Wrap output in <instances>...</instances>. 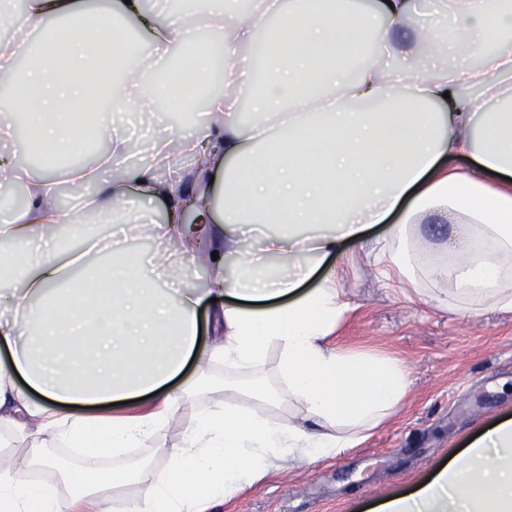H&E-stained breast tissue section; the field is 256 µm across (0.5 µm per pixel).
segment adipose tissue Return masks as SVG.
Masks as SVG:
<instances>
[{"label": "adipose tissue", "mask_w": 512, "mask_h": 512, "mask_svg": "<svg viewBox=\"0 0 512 512\" xmlns=\"http://www.w3.org/2000/svg\"><path fill=\"white\" fill-rule=\"evenodd\" d=\"M437 14L415 21L412 0H381L375 13L352 0H24L19 10L0 0L12 40L0 84L13 96L0 110L1 144L64 158L85 148L77 128L109 107L154 116L180 97L206 115L151 133L154 155L199 159L171 177L129 168L127 139L112 135L69 169L94 186L75 213L58 206V173L0 164V185L26 190L23 206L0 199V242L15 244L0 251L11 282L0 293V512L64 509L56 487L10 462L11 440L26 431L81 449L82 477L65 480L77 500L110 512L112 489L131 475L100 462L164 429L169 384L197 349L198 310L211 298V358L236 373L277 347L279 385L255 407L210 410L130 512H204L283 464L334 458L367 438L405 396L407 374L327 346L350 305L326 264L392 214L399 222L370 251L383 283L465 316L488 301L512 309V49L493 46L512 34V0H438ZM203 33L223 50L225 84L202 98L169 84L161 64L188 57ZM372 37L404 67L368 53ZM21 115L34 138L16 139ZM459 157L472 169L454 166ZM136 197L167 200L163 222L130 216ZM90 219L106 233L82 235ZM142 229L177 243L181 261L131 249ZM188 262L208 269L209 287L174 291ZM150 394L163 403L144 416L89 412ZM290 402L305 424L268 416ZM376 512H512V419Z\"/></svg>", "instance_id": "obj_1"}]
</instances>
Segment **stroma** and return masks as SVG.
<instances>
[{
    "mask_svg": "<svg viewBox=\"0 0 512 512\" xmlns=\"http://www.w3.org/2000/svg\"><path fill=\"white\" fill-rule=\"evenodd\" d=\"M145 126L136 111L119 124L130 136V166L152 162ZM155 165L163 176L169 169L189 167L190 159L175 150ZM336 270L351 309L329 336V345L399 363L409 382L404 399L357 447L274 471L209 512H369L380 499L409 492L427 479L469 438L512 416V311L485 308L462 317L417 297L408 286H385L356 243L343 248ZM211 346L210 330H202L197 352L179 380L207 377L215 389L178 400L160 436L126 456L140 477L113 488L112 512H125L143 493L150 471L165 464L167 449L181 445L204 411L227 400L253 407L248 396L224 391L225 366L209 358Z\"/></svg>",
    "mask_w": 512,
    "mask_h": 512,
    "instance_id": "35a3bbf8",
    "label": "stroma"
}]
</instances>
